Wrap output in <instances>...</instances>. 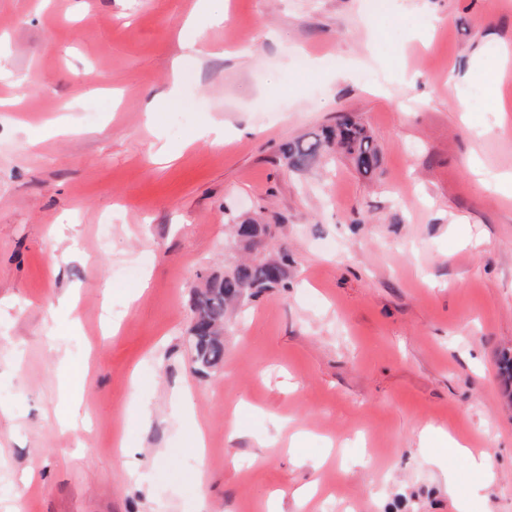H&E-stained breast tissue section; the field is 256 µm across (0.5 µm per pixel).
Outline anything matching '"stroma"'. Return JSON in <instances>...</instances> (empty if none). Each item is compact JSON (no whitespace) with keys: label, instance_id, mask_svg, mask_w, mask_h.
<instances>
[{"label":"stroma","instance_id":"obj_1","mask_svg":"<svg viewBox=\"0 0 512 512\" xmlns=\"http://www.w3.org/2000/svg\"><path fill=\"white\" fill-rule=\"evenodd\" d=\"M229 4L210 29L198 0H0V512H455L451 481L473 512H512V0ZM344 114L374 175L340 153L285 166ZM261 211L289 287L237 310L223 367L198 371L193 291ZM66 293L74 329L52 315ZM85 364L88 427L65 432L61 376ZM428 424L491 449L490 485L420 447Z\"/></svg>","mask_w":512,"mask_h":512}]
</instances>
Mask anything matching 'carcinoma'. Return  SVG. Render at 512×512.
<instances>
[{
	"mask_svg": "<svg viewBox=\"0 0 512 512\" xmlns=\"http://www.w3.org/2000/svg\"><path fill=\"white\" fill-rule=\"evenodd\" d=\"M335 146L343 149L363 173L370 174L378 168L379 154L372 136L361 123L347 116L334 127H324L312 137L286 144L282 154L288 168L304 170ZM270 228L254 219L232 225L236 246L243 256L226 267L224 275L204 278L202 289L194 295L193 308L199 324L192 344L197 365H223L224 320L230 308L255 301L273 288H289L287 254L253 256V251L263 245L259 232Z\"/></svg>",
	"mask_w": 512,
	"mask_h": 512,
	"instance_id": "carcinoma-1",
	"label": "carcinoma"
}]
</instances>
